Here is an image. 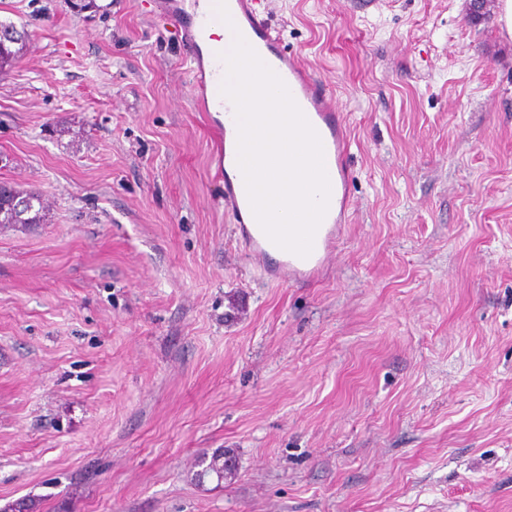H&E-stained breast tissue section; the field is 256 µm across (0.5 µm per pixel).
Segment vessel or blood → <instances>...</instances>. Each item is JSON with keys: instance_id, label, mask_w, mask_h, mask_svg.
I'll return each instance as SVG.
<instances>
[{"instance_id": "1", "label": "vessel or blood", "mask_w": 512, "mask_h": 512, "mask_svg": "<svg viewBox=\"0 0 512 512\" xmlns=\"http://www.w3.org/2000/svg\"><path fill=\"white\" fill-rule=\"evenodd\" d=\"M197 3L198 0H167L164 7L165 15L182 26L186 39L193 45L204 42L208 30L221 24L215 10L197 12ZM253 3L254 0H229V14L260 58L284 81L305 117L317 131L323 146L331 194L338 197L340 205H347L352 175L347 164V140L341 114L333 104L326 85L302 67L296 54L288 52L280 38L256 13ZM222 51L221 45H210L207 56L193 57L192 69L196 75V88L203 111L219 108L224 114L225 128L232 129L236 126L234 106L220 92L225 69L221 59ZM224 203L237 223H255L256 218L243 179H225ZM339 221L335 208H328L316 231L311 253L303 258L284 252L282 267L286 279L309 282L319 275L326 256L335 247L336 225Z\"/></svg>"}]
</instances>
